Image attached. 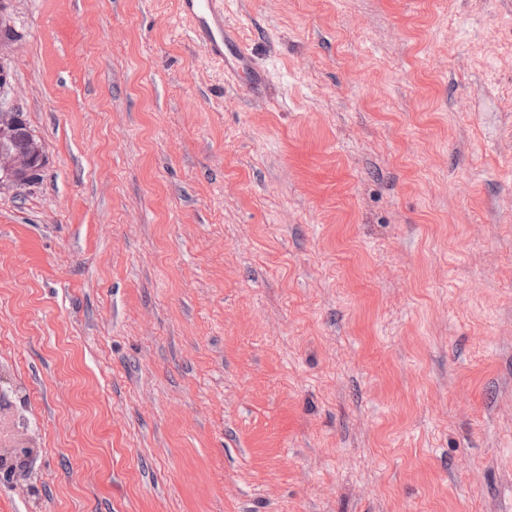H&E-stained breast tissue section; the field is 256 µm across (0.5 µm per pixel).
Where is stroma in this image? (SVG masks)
Segmentation results:
<instances>
[{
  "label": "stroma",
  "instance_id": "35a3bbf8",
  "mask_svg": "<svg viewBox=\"0 0 512 512\" xmlns=\"http://www.w3.org/2000/svg\"><path fill=\"white\" fill-rule=\"evenodd\" d=\"M0 512H512V0H11ZM8 1L0 2V112H9L12 115L1 114V120H12L10 123L0 121V191H21L34 187L39 183L44 167L46 154L40 148L32 151L33 141L27 137L17 139L21 132L24 105L14 94L12 88V73L8 61L18 44V31L14 27L9 14ZM15 150V151H12ZM178 11L192 21L193 37L225 73H248L253 86L266 84L267 75L253 63L247 47L224 24V0H178Z\"/></svg>",
  "mask_w": 512,
  "mask_h": 512
}]
</instances>
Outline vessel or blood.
I'll return each mask as SVG.
<instances>
[{
	"label": "vessel or blood",
	"instance_id": "obj_1",
	"mask_svg": "<svg viewBox=\"0 0 512 512\" xmlns=\"http://www.w3.org/2000/svg\"><path fill=\"white\" fill-rule=\"evenodd\" d=\"M178 11L192 22L193 37L208 57L220 63L225 72L249 74L252 85L266 84L265 71L257 67L247 47L234 30L224 23V0H178Z\"/></svg>",
	"mask_w": 512,
	"mask_h": 512
}]
</instances>
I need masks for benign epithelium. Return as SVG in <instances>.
<instances>
[{
  "label": "benign epithelium",
  "instance_id": "obj_1",
  "mask_svg": "<svg viewBox=\"0 0 512 512\" xmlns=\"http://www.w3.org/2000/svg\"><path fill=\"white\" fill-rule=\"evenodd\" d=\"M18 44V31L9 14L8 0H0V112L14 116L10 123L0 122V191H21L39 183L46 154L37 149L27 155L12 150L21 132L24 105L14 94L8 61Z\"/></svg>",
  "mask_w": 512,
  "mask_h": 512
}]
</instances>
